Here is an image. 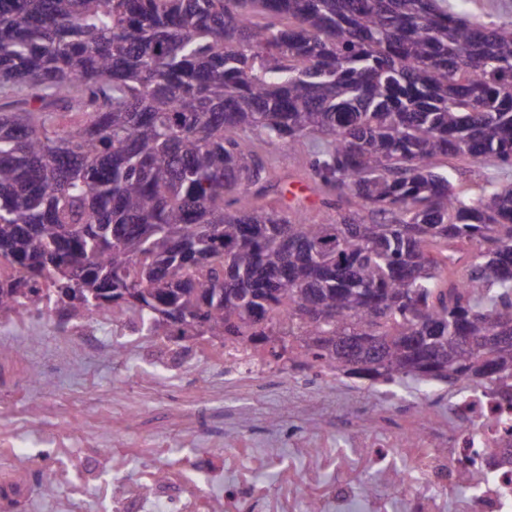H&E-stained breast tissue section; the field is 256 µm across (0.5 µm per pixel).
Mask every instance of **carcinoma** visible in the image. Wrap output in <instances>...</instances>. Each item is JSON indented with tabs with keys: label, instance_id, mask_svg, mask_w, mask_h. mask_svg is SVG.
Returning a JSON list of instances; mask_svg holds the SVG:
<instances>
[{
	"label": "carcinoma",
	"instance_id": "carcinoma-1",
	"mask_svg": "<svg viewBox=\"0 0 512 512\" xmlns=\"http://www.w3.org/2000/svg\"><path fill=\"white\" fill-rule=\"evenodd\" d=\"M0 306L204 328L374 384L512 379V27L445 0H0ZM323 136L266 201L258 142ZM468 268L464 285L453 279ZM79 282H74V277ZM317 137L305 139L300 144L288 146V142L259 144L260 154L270 159L282 178L278 204L291 213L297 208H306L319 219L330 221L336 219V209L324 204L325 196L314 190L313 185L304 177L306 166L313 159ZM292 192V193H291ZM444 169H449L452 173L455 184L463 188L475 189L477 185L482 184L487 177L510 173L512 169L502 170L491 162H474L467 158H452L442 162Z\"/></svg>",
	"mask_w": 512,
	"mask_h": 512
}]
</instances>
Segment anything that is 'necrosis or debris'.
Masks as SVG:
<instances>
[{
  "label": "necrosis or debris",
  "mask_w": 512,
  "mask_h": 512,
  "mask_svg": "<svg viewBox=\"0 0 512 512\" xmlns=\"http://www.w3.org/2000/svg\"><path fill=\"white\" fill-rule=\"evenodd\" d=\"M41 328L56 336L62 356L111 355L102 340L107 331L133 348L142 337L137 323L119 315L64 313L37 294L0 310V379L31 386L36 373L21 349L37 343ZM191 360H220L225 375L253 380L268 367L243 344L205 346ZM448 409V430L422 403L400 431L371 416L341 444L294 432L287 447L261 448L243 436L217 434L204 443L193 433L190 454L176 459L162 436L148 448L101 447L96 434L108 418L87 407L64 433H33L35 447L54 451L52 467L41 471L37 455L18 449L17 427L29 418L20 408L0 416V512H29L42 498L50 512H88L93 497L112 512H512V469L491 478L482 466L505 445L512 403L501 388H480L450 400ZM135 458L145 468L130 471ZM461 471L472 492L459 491Z\"/></svg>",
  "instance_id": "obj_1"
}]
</instances>
